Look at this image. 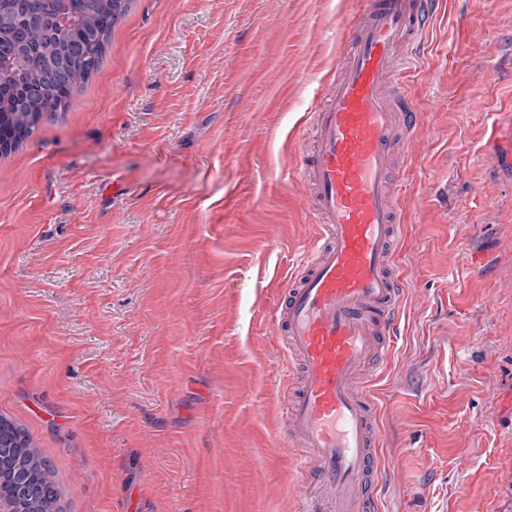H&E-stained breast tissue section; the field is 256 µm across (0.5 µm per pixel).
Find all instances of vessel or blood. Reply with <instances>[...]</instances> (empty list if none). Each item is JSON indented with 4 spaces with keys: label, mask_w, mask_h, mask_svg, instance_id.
Listing matches in <instances>:
<instances>
[{
    "label": "vessel or blood",
    "mask_w": 512,
    "mask_h": 512,
    "mask_svg": "<svg viewBox=\"0 0 512 512\" xmlns=\"http://www.w3.org/2000/svg\"><path fill=\"white\" fill-rule=\"evenodd\" d=\"M431 0H371L335 79L304 129L299 180L318 232L280 296L286 342L289 444L302 449L312 512H376L378 410L369 391L384 366L404 278L399 145L415 134L410 77L427 36Z\"/></svg>",
    "instance_id": "1"
}]
</instances>
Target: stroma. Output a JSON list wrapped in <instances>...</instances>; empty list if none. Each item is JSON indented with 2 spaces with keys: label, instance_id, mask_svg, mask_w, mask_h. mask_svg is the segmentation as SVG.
<instances>
[{
  "label": "stroma",
  "instance_id": "1",
  "mask_svg": "<svg viewBox=\"0 0 512 512\" xmlns=\"http://www.w3.org/2000/svg\"><path fill=\"white\" fill-rule=\"evenodd\" d=\"M365 2L132 0L0 154V414L66 512H302L272 318L315 228L284 174ZM420 56L378 512H512V0H439Z\"/></svg>",
  "mask_w": 512,
  "mask_h": 512
}]
</instances>
